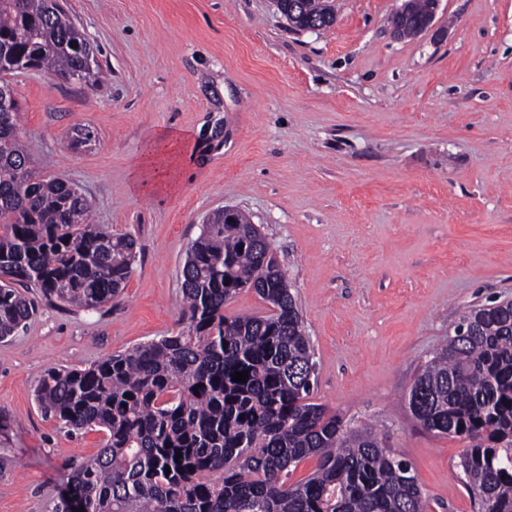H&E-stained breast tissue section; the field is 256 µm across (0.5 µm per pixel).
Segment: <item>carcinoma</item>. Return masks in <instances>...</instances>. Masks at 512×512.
Instances as JSON below:
<instances>
[{"label": "carcinoma", "instance_id": "cac0c4a2", "mask_svg": "<svg viewBox=\"0 0 512 512\" xmlns=\"http://www.w3.org/2000/svg\"><path fill=\"white\" fill-rule=\"evenodd\" d=\"M90 60L60 0H0V339L40 299L95 309L132 274L135 241L92 223V203L66 176L32 168L4 81L21 70L80 81ZM237 217L213 213L186 252V326L39 380L45 415L105 433L69 478L85 512H429L409 463L312 401L316 362L297 295L257 225ZM246 288L267 311L224 314ZM242 371L248 380H232ZM408 406L425 430L466 441L456 468L477 512H512L511 301L473 305L455 322ZM308 458L316 469L290 482Z\"/></svg>", "mask_w": 512, "mask_h": 512}]
</instances>
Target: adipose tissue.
I'll return each instance as SVG.
<instances>
[{"instance_id": "ef3b65f1", "label": "adipose tissue", "mask_w": 512, "mask_h": 512, "mask_svg": "<svg viewBox=\"0 0 512 512\" xmlns=\"http://www.w3.org/2000/svg\"><path fill=\"white\" fill-rule=\"evenodd\" d=\"M185 146V138L176 133H167L151 141L131 171L133 189L149 186L162 194L178 192L181 188Z\"/></svg>"}]
</instances>
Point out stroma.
<instances>
[{"instance_id":"1","label":"stroma","mask_w":512,"mask_h":512,"mask_svg":"<svg viewBox=\"0 0 512 512\" xmlns=\"http://www.w3.org/2000/svg\"><path fill=\"white\" fill-rule=\"evenodd\" d=\"M399 4L336 0L314 33L272 0H65L107 78L12 76L19 128L136 260L119 300L41 305L0 341V512H54L69 465L102 446L42 414L39 377L177 332L185 253L226 206L262 225L297 290L314 401L410 463L431 512H474L464 441L423 429L406 395L467 307L512 299V0H441L404 39ZM169 131L187 137L182 189H132Z\"/></svg>"}]
</instances>
